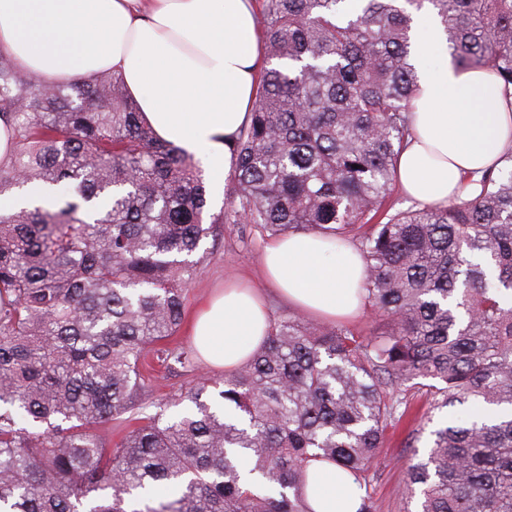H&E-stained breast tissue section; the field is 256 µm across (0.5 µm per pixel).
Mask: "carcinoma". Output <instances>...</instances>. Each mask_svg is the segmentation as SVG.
I'll return each instance as SVG.
<instances>
[{
  "mask_svg": "<svg viewBox=\"0 0 512 512\" xmlns=\"http://www.w3.org/2000/svg\"><path fill=\"white\" fill-rule=\"evenodd\" d=\"M265 45L224 207L203 170L139 118L121 75L46 82L0 53V512H309L313 460L354 476L407 396L428 401L427 458L405 467L418 512H512V145L448 203L397 209L396 167L419 87L414 12L430 8L454 65L512 97V0H256ZM226 224L354 242L367 335L272 317L219 383L145 413L155 355ZM135 416L119 442L100 429ZM142 495L135 507L134 493Z\"/></svg>",
  "mask_w": 512,
  "mask_h": 512,
  "instance_id": "cac0c4a2",
  "label": "carcinoma"
}]
</instances>
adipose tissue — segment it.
<instances>
[{"instance_id":"adipose-tissue-1","label":"adipose tissue","mask_w":512,"mask_h":512,"mask_svg":"<svg viewBox=\"0 0 512 512\" xmlns=\"http://www.w3.org/2000/svg\"><path fill=\"white\" fill-rule=\"evenodd\" d=\"M255 10V0H0V52L56 83L121 74L141 120L220 178L232 170L231 143L255 98L264 53ZM432 50L437 62L421 75L397 168L403 193L423 205L447 202L464 175L480 178L512 143V101L495 76L457 70L445 36ZM262 271L313 319L360 311L365 264L353 244L285 236L265 246ZM268 331L261 290L243 283L218 289L190 324L203 360L227 373ZM304 494L312 512H357L360 503L354 477L318 461L308 467Z\"/></svg>"}]
</instances>
